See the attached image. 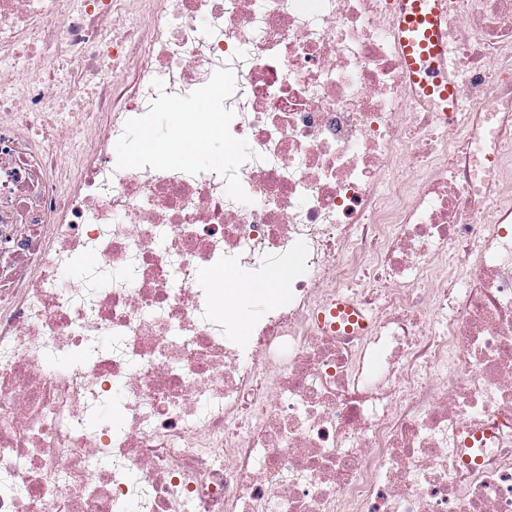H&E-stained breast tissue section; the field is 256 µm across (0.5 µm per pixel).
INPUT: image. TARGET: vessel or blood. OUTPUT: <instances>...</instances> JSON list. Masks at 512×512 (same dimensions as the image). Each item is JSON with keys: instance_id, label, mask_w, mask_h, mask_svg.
Masks as SVG:
<instances>
[{"instance_id": "1", "label": "vessel or blood", "mask_w": 512, "mask_h": 512, "mask_svg": "<svg viewBox=\"0 0 512 512\" xmlns=\"http://www.w3.org/2000/svg\"><path fill=\"white\" fill-rule=\"evenodd\" d=\"M395 2L401 58L411 82L436 96L444 111H457L454 57L443 35L444 0Z\"/></svg>"}]
</instances>
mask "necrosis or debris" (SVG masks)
Returning a JSON list of instances; mask_svg holds the SVG:
<instances>
[{"instance_id":"necrosis-or-debris-1","label":"necrosis or debris","mask_w":512,"mask_h":512,"mask_svg":"<svg viewBox=\"0 0 512 512\" xmlns=\"http://www.w3.org/2000/svg\"><path fill=\"white\" fill-rule=\"evenodd\" d=\"M445 9L453 113L392 0H0V512H512V0ZM196 95L230 174L114 155ZM234 278L240 283H243V284H246L249 286L260 287V289H262V293H263L262 285L252 282L248 276L236 275ZM246 285H238V284L232 282L230 279H225V281H224V288L231 289L230 292H227L224 294V305L228 306V305H231V304L239 301V303L237 305L238 310L240 311V314H241L239 319L243 323H245V319H246V317H245L246 311H245V304H244L245 298H244V296L242 298H240V297L249 290Z\"/></svg>"}]
</instances>
